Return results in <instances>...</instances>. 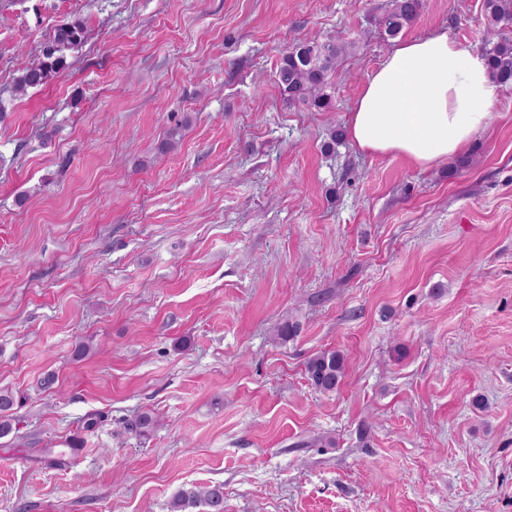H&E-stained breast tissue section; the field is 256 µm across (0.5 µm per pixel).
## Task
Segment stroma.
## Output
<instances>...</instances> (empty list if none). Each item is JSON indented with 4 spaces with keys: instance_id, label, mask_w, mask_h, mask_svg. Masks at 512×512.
I'll return each mask as SVG.
<instances>
[{
    "instance_id": "35a3bbf8",
    "label": "stroma",
    "mask_w": 512,
    "mask_h": 512,
    "mask_svg": "<svg viewBox=\"0 0 512 512\" xmlns=\"http://www.w3.org/2000/svg\"><path fill=\"white\" fill-rule=\"evenodd\" d=\"M388 3L0 0V512L214 484L224 512H512V86L463 166L328 147ZM482 4L423 0L400 37L481 49ZM74 20L66 69L14 93ZM315 36L356 44L330 112L275 81ZM325 349L329 394L304 370ZM344 354L336 349H326L308 358L305 373L311 386L317 391L333 393L345 376ZM17 399L12 391L0 390V436H6L13 430V421Z\"/></svg>"
}]
</instances>
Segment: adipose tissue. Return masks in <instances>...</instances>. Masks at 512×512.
<instances>
[{
    "instance_id": "1",
    "label": "adipose tissue",
    "mask_w": 512,
    "mask_h": 512,
    "mask_svg": "<svg viewBox=\"0 0 512 512\" xmlns=\"http://www.w3.org/2000/svg\"><path fill=\"white\" fill-rule=\"evenodd\" d=\"M499 95L484 57L438 29L395 43L366 79L347 135L361 152L429 169L469 150Z\"/></svg>"
}]
</instances>
